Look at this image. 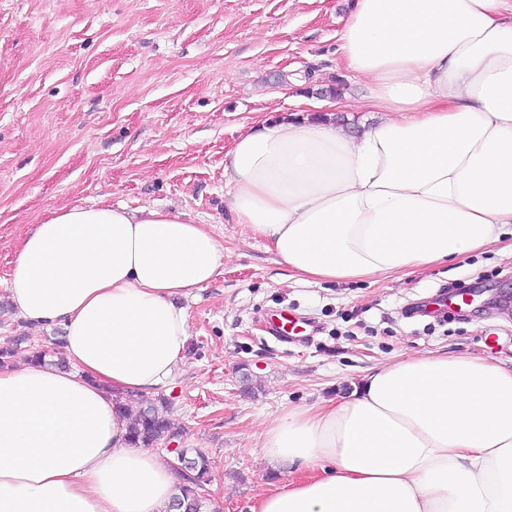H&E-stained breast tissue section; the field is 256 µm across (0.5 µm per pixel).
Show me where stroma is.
I'll return each instance as SVG.
<instances>
[{
    "instance_id": "35a3bbf8",
    "label": "stroma",
    "mask_w": 512,
    "mask_h": 512,
    "mask_svg": "<svg viewBox=\"0 0 512 512\" xmlns=\"http://www.w3.org/2000/svg\"><path fill=\"white\" fill-rule=\"evenodd\" d=\"M350 0H0V298L21 238L65 206L179 210L211 225L223 273L181 301L190 341L166 398L180 447L206 451L204 512H250L273 471L257 446L277 415L346 394L402 353L512 368V235L402 281L292 277L224 205V155L302 86L347 79ZM471 288L466 308L415 314ZM284 312L307 325L273 335ZM53 352L56 331L0 314V345Z\"/></svg>"
}]
</instances>
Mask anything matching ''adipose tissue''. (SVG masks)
Instances as JSON below:
<instances>
[{
  "mask_svg": "<svg viewBox=\"0 0 512 512\" xmlns=\"http://www.w3.org/2000/svg\"><path fill=\"white\" fill-rule=\"evenodd\" d=\"M338 51L363 80L352 135L294 112L224 157L229 210L314 284L392 278L512 224V0H354ZM179 211L72 206L21 242L18 316L63 330L71 368L0 365V512H169L178 480L122 408L172 379L180 298L224 266ZM282 481L250 512H512V369L404 354L260 434Z\"/></svg>",
  "mask_w": 512,
  "mask_h": 512,
  "instance_id": "1",
  "label": "adipose tissue"
}]
</instances>
